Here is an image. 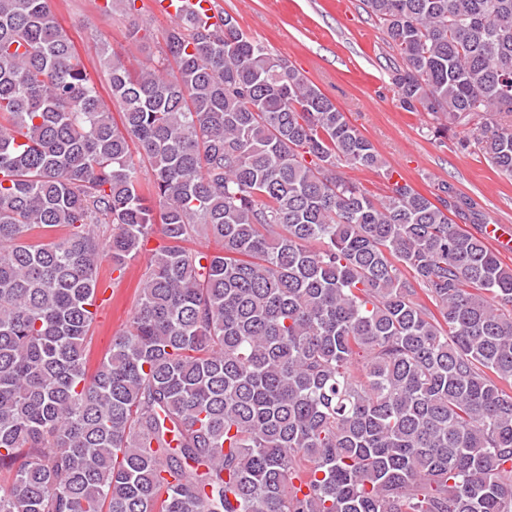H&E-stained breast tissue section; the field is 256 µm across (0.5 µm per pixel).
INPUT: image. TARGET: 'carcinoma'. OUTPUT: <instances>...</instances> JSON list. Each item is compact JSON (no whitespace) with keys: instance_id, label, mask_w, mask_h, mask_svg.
I'll use <instances>...</instances> for the list:
<instances>
[{"instance_id":"obj_1","label":"carcinoma","mask_w":512,"mask_h":512,"mask_svg":"<svg viewBox=\"0 0 512 512\" xmlns=\"http://www.w3.org/2000/svg\"><path fill=\"white\" fill-rule=\"evenodd\" d=\"M364 2L403 108L512 176V0ZM98 60L116 115L50 0H0V512H512V266L471 200L346 179L373 144L226 11ZM156 231L92 368L102 257Z\"/></svg>"}]
</instances>
